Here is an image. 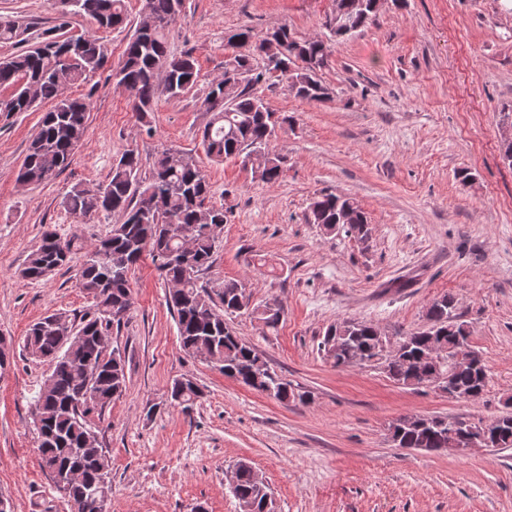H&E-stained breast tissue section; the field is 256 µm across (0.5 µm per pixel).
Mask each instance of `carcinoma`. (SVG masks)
<instances>
[{
	"instance_id": "obj_1",
	"label": "carcinoma",
	"mask_w": 512,
	"mask_h": 512,
	"mask_svg": "<svg viewBox=\"0 0 512 512\" xmlns=\"http://www.w3.org/2000/svg\"><path fill=\"white\" fill-rule=\"evenodd\" d=\"M63 21L53 33L38 35L37 42L0 59V87L12 93L0 98V113L34 112L50 104L39 122L17 182L23 186L50 182L68 166L81 141L90 104L68 94L71 86L87 81L105 69L107 53L94 33L66 35V18L84 16L97 28L122 29L128 21L126 0H59ZM186 0H143V18L129 39L119 68L112 73L117 84L133 97L132 108L142 123L150 124L151 112L161 94L171 98L189 92L198 82L197 60L190 53L169 52L165 31L182 16ZM346 9L347 30L332 31L338 38L353 35L376 17L367 0H338ZM34 24L0 20V43L20 45L32 39ZM237 48L224 73L210 82L205 98L209 118L202 130V146L214 161L239 159L250 166L257 179L274 184L282 176L287 158L272 152L270 141L277 127L293 121L277 117L253 87L270 77L287 81L288 90L307 101H321L327 88L318 77L327 64V47L320 39L294 36L286 26L267 34L253 45L251 30L242 28L229 37ZM264 51V65L253 64V51ZM210 186L195 158L166 149L143 173L140 153L135 148L122 152L112 164L106 180L95 189L75 186L64 204L77 219L96 212L118 217L110 235L95 243L79 236L62 238L43 233L41 244L27 257L20 275L41 280L56 269L76 263V285L92 299L90 308L78 318L51 313L33 323L24 338V348L50 364L34 400L39 465L54 486L72 503L75 512H94L93 497L109 504L112 496L111 460L97 443L90 416L102 412L126 389L125 360L120 350L109 349L101 336L121 325L132 304L130 274L147 254L162 279L170 286L166 304L173 313L180 345L189 355L223 363L229 376L250 389L281 403H305L311 392L295 386L274 370L266 358L237 336L226 321L234 314L249 313L274 330L282 318L281 307L255 304L245 294L246 285L226 280L217 285L203 281L221 246L227 222L222 207L207 206ZM354 200L323 192L309 206L308 222L336 232L341 216ZM348 232L365 242L371 230L364 213ZM428 326L400 337L401 355L389 358L384 373L395 383L413 385L434 368L421 363L431 346L443 344L448 356L471 363L455 372L451 389L479 397L488 382V370L479 353L467 351L469 326L456 314L454 298L444 295L426 310ZM383 338L376 326L358 320H342L329 326L318 345L332 353L336 367L359 365L380 355ZM193 383L175 380L167 401L189 411L202 398ZM421 425L404 427L400 420L389 425L391 437L403 448L451 451L448 428L453 418L420 415ZM498 441L512 447V413L498 418ZM233 494L257 503L263 510L272 492L259 487L249 468L238 463Z\"/></svg>"
}]
</instances>
